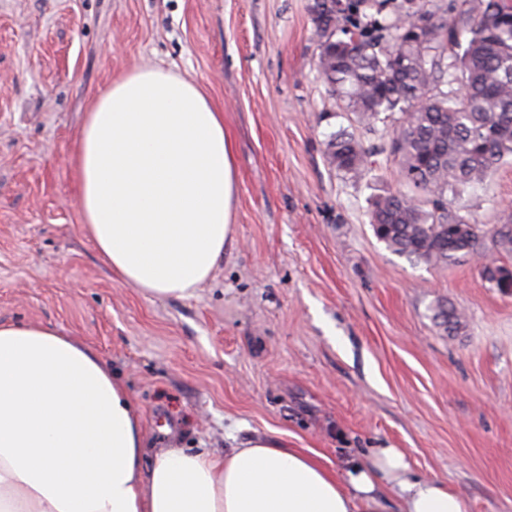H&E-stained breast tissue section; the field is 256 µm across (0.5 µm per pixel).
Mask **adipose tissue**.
Wrapping results in <instances>:
<instances>
[{
	"instance_id": "ef3b65f1",
	"label": "adipose tissue",
	"mask_w": 512,
	"mask_h": 512,
	"mask_svg": "<svg viewBox=\"0 0 512 512\" xmlns=\"http://www.w3.org/2000/svg\"><path fill=\"white\" fill-rule=\"evenodd\" d=\"M74 166L82 229L120 282L184 298L223 260L232 144L198 81L154 66L113 80ZM387 491L399 512H469L447 485L412 475L398 448L340 474L275 437L221 457L147 449L97 353L39 323H0V512H381Z\"/></svg>"
}]
</instances>
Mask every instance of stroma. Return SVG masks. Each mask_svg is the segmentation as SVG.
Returning <instances> with one entry per match:
<instances>
[{"label": "stroma", "instance_id": "1", "mask_svg": "<svg viewBox=\"0 0 512 512\" xmlns=\"http://www.w3.org/2000/svg\"><path fill=\"white\" fill-rule=\"evenodd\" d=\"M314 0H0V321L91 347L127 386L146 447L220 456L257 436L335 468L402 449L470 512H512V288L473 257L395 254L368 222L401 186L386 156L330 166L348 126L315 70ZM197 79L224 112L237 199L192 296L117 281L86 237L73 155L95 97L134 68ZM512 214V163L457 198ZM445 301L466 316L451 336Z\"/></svg>", "mask_w": 512, "mask_h": 512}]
</instances>
